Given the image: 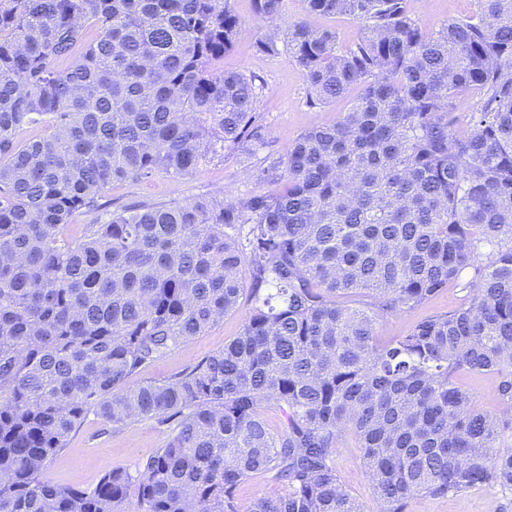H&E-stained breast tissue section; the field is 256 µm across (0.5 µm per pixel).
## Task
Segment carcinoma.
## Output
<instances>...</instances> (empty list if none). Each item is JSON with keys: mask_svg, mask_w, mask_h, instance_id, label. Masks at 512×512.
<instances>
[{"mask_svg": "<svg viewBox=\"0 0 512 512\" xmlns=\"http://www.w3.org/2000/svg\"><path fill=\"white\" fill-rule=\"evenodd\" d=\"M306 3L365 22L345 49L288 27L307 102L360 92L279 152L260 77L219 67L241 30L229 0H0V512H238L258 473L279 488L249 512H361L334 468L347 430L377 512L512 491V448H495L512 431V0L431 32L406 0ZM252 5L255 53L280 54L282 0ZM226 151L265 153L253 177L274 189L101 213L114 181L184 177ZM77 214L93 220L73 236ZM450 285L457 306L378 339L379 317ZM243 298L222 349L136 381ZM487 374L497 413L470 384ZM90 412L171 434L135 476L43 479Z\"/></svg>", "mask_w": 512, "mask_h": 512, "instance_id": "carcinoma-1", "label": "carcinoma"}]
</instances>
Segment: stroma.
<instances>
[{"label": "stroma", "mask_w": 512, "mask_h": 512, "mask_svg": "<svg viewBox=\"0 0 512 512\" xmlns=\"http://www.w3.org/2000/svg\"><path fill=\"white\" fill-rule=\"evenodd\" d=\"M411 17L423 30L431 31L443 23L474 14L476 0H406ZM239 16L241 34L232 50L224 56L228 72H245L263 78L265 89L260 102L270 137L278 148H286L303 130L329 123L347 106V99L324 106L311 107L306 102L307 85L300 69L288 53L263 56L253 50L255 40L265 29L252 11V0H230ZM311 25L331 29L340 46L354 44L362 33V21L349 16L307 15L305 0H284L283 25L301 18ZM261 163L260 157L240 161L234 154L225 153L223 161L199 168L192 175L172 180L161 175L139 181L115 182L101 197L105 210L140 201L163 203L186 201L201 196L240 198L256 190L251 176ZM456 288H445L419 308L399 315L378 319L376 334L384 341L406 335L423 317L448 311L461 299ZM242 312L228 314L189 345L169 351L144 372L145 377L164 379L193 364L211 352L223 348L240 330ZM169 432L152 420H142L123 429L96 415H88L64 448L46 465V480L61 485H76L86 489L96 485L99 478L115 468L137 473L142 463L158 448L164 447ZM336 474L341 485L362 505L364 512H376L373 484L363 463V451L352 434H345L343 446L334 458ZM405 512H512V493L498 486H483L460 491L445 497L417 495L410 499Z\"/></svg>", "instance_id": "obj_1"}]
</instances>
